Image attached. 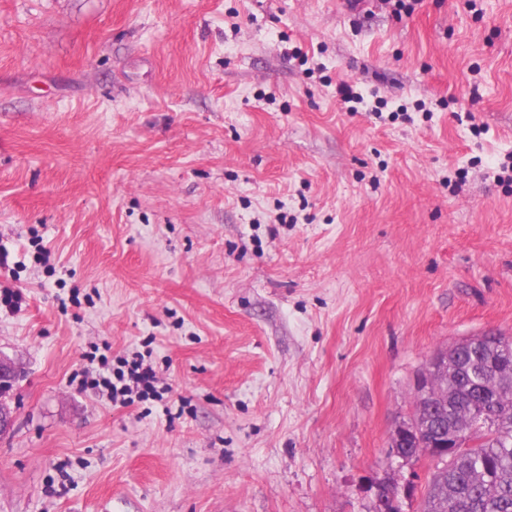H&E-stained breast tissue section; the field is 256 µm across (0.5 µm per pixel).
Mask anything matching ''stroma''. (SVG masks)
Listing matches in <instances>:
<instances>
[{
	"mask_svg": "<svg viewBox=\"0 0 512 512\" xmlns=\"http://www.w3.org/2000/svg\"><path fill=\"white\" fill-rule=\"evenodd\" d=\"M511 159L512 0H0V512H417L388 438L512 335ZM137 356L162 399L85 385ZM16 373L13 362L0 354V434L7 431L13 423L14 410L5 400V393L11 389L8 385L16 377Z\"/></svg>",
	"mask_w": 512,
	"mask_h": 512,
	"instance_id": "1",
	"label": "stroma"
}]
</instances>
